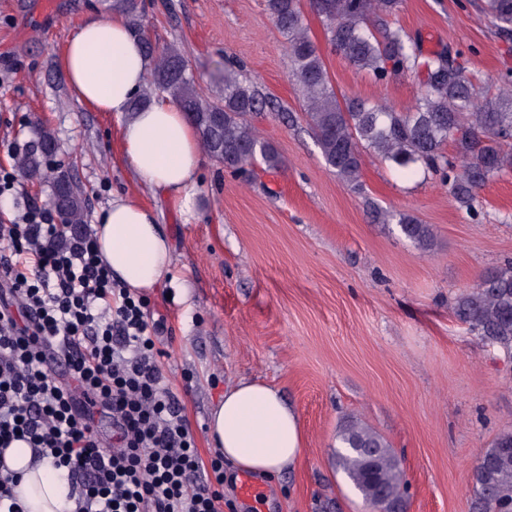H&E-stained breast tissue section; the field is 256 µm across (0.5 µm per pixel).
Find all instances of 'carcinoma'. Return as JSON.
Wrapping results in <instances>:
<instances>
[{"label":"carcinoma","mask_w":512,"mask_h":512,"mask_svg":"<svg viewBox=\"0 0 512 512\" xmlns=\"http://www.w3.org/2000/svg\"><path fill=\"white\" fill-rule=\"evenodd\" d=\"M320 19L329 50L359 72L384 84L398 75L419 79L415 104L405 111L359 97H338L322 49L305 24L302 0H265L276 28L288 39L290 77L302 89L304 118L326 164L353 191L362 192V161L373 152L406 176L423 168L439 176L460 208L474 214L478 191L490 179L512 171V71L494 88L480 89L462 63L463 53L443 47L424 51L419 39L395 19L405 0H309ZM111 9L141 33V0H112ZM498 34L512 37V0H485ZM152 59L153 87L169 93L195 126L202 149L224 170L238 174L261 163L282 167L276 148L254 125L270 101L238 70L224 68V95L201 97L194 76L175 45L157 51L143 38ZM454 147L455 155L445 152ZM54 131L39 125L17 158L29 181L50 180L51 206L61 223H87V194L69 170L53 163ZM400 233L424 250L432 247L429 224L405 213H386ZM456 318L483 339L512 353V260L486 274L476 288L456 297ZM336 463L365 502L378 512H401L405 487L401 462L388 442L357 421L337 434ZM471 512H512V432L501 433L473 471Z\"/></svg>","instance_id":"carcinoma-1"}]
</instances>
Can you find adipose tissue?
Instances as JSON below:
<instances>
[{"label": "adipose tissue", "mask_w": 512, "mask_h": 512, "mask_svg": "<svg viewBox=\"0 0 512 512\" xmlns=\"http://www.w3.org/2000/svg\"><path fill=\"white\" fill-rule=\"evenodd\" d=\"M59 65L79 102L125 116L120 136L129 169L156 191L191 202L200 165L195 129L166 95L131 112L146 85L150 63L124 19L117 15L86 21ZM92 229L104 264L131 291L148 293L167 278L173 264L168 236L156 214L135 198L114 197ZM209 436L238 471L268 478L294 466L302 453L296 409L278 388L259 382L225 388L209 412ZM0 457L21 474L16 492L25 512H65L62 472L47 461L31 466V451L22 442L13 443Z\"/></svg>", "instance_id": "adipose-tissue-1"}]
</instances>
